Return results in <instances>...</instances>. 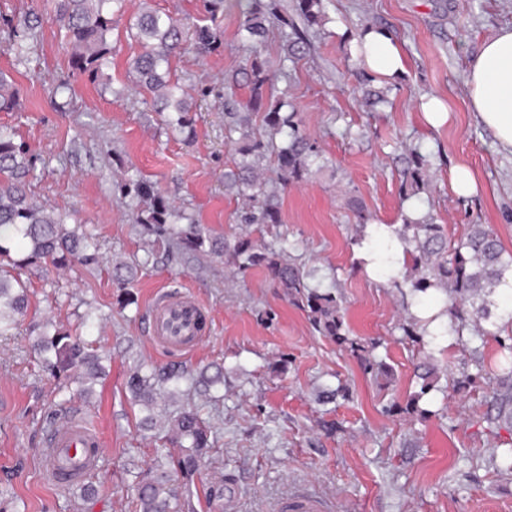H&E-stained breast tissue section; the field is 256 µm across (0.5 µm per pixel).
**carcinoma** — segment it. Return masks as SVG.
<instances>
[{"label": "carcinoma", "mask_w": 512, "mask_h": 512, "mask_svg": "<svg viewBox=\"0 0 512 512\" xmlns=\"http://www.w3.org/2000/svg\"><path fill=\"white\" fill-rule=\"evenodd\" d=\"M52 2L50 19L64 31L72 71L96 80L112 61L107 35L112 32L113 17L123 10L125 0ZM241 14L240 33L248 43L250 55L245 66L224 82L229 86L245 85L250 94L241 101L231 97L224 104L225 137L240 143V159L234 169L224 172V187L248 197L250 205L241 215V223L279 224L278 191L308 180L320 154L299 128L293 105L283 98L274 103L264 98L263 89L271 82V74L260 48L277 26L281 29L283 61L293 63L300 59L306 54L308 44L297 23L306 27L322 25V0H295L292 17L281 14L274 0H245ZM0 24L12 33L9 50L15 61H27L38 42L39 17L28 16L16 22L0 15ZM130 33L142 48L131 63L136 85L150 94L154 111L167 113L165 124L172 132L182 134L192 130L195 114L183 88L171 77V61L185 45L200 54L216 50L220 40L218 30L203 25L190 33L179 21L152 8L151 0H142ZM373 82V75L360 73L364 103L372 108L385 102L384 93L373 88ZM17 96L13 78L0 71V111H13ZM266 158L273 161L275 177L260 181L256 168ZM406 162V180L417 190L428 185L430 174L424 156L414 148L409 150ZM35 170L34 157L26 144L16 141L13 128L0 126V336L6 335L29 306L27 283L12 275V268L47 263L56 268L73 263L91 268L99 266L101 260L92 232L68 229L63 211L45 205L31 193ZM119 188L124 195L140 202L152 201L147 215L139 217L144 232L185 252L208 251L223 256L240 269L265 267L288 301L309 312L321 335L344 341V321L336 295L312 285V273L296 260L287 258V239H282L277 250L242 238L230 244L220 237L203 235L195 219L173 208L158 194L154 183L128 174ZM405 227L412 230V236L404 239V254L412 258L415 270L422 272L410 283L412 291L443 289L449 300L446 312L456 335H463L471 325L478 337L485 336L480 322L490 316L486 297L504 284L507 274L512 272V258H503L504 250L493 228L487 224H469L464 236L454 242L444 225L435 223L429 215L407 218ZM12 240L27 245L24 257L11 256L6 243ZM36 342L46 370L55 375L71 371L79 391L86 395L92 392L103 366L81 337L56 327L51 332L42 330ZM128 387L149 411L145 423H160L152 406L156 391L154 376L137 368L129 376ZM485 400L488 410L483 420L489 430L498 428L502 422L512 424V365L497 368L493 381L486 387ZM170 424L179 447L184 449L177 465L189 478L203 450L210 447L208 428L198 406L179 409L170 418ZM170 465L166 454L156 459L154 467L141 477L137 488L140 512H171Z\"/></svg>", "instance_id": "1"}]
</instances>
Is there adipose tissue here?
Instances as JSON below:
<instances>
[{"instance_id":"1","label":"adipose tissue","mask_w":512,"mask_h":512,"mask_svg":"<svg viewBox=\"0 0 512 512\" xmlns=\"http://www.w3.org/2000/svg\"><path fill=\"white\" fill-rule=\"evenodd\" d=\"M356 56L367 71L387 80L406 70L401 44L385 29L365 32ZM465 85L470 109L499 146L512 153V27L501 28L482 44L467 69Z\"/></svg>"}]
</instances>
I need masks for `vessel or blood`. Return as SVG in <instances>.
<instances>
[{"label":"vessel or blood","mask_w":512,"mask_h":512,"mask_svg":"<svg viewBox=\"0 0 512 512\" xmlns=\"http://www.w3.org/2000/svg\"><path fill=\"white\" fill-rule=\"evenodd\" d=\"M205 316L202 303L188 292L168 289L156 293L150 316L153 340L170 352H192L204 337L201 320ZM103 446L102 437L90 428L86 416L68 417L53 430L52 458L45 464L49 479L62 485L88 474L93 469L90 454L100 453ZM282 508L284 512H334L336 504L331 498L300 491L283 503Z\"/></svg>","instance_id":"obj_1"}]
</instances>
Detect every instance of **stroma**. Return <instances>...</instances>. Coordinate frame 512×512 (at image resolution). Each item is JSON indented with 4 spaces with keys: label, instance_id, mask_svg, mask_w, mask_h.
Segmentation results:
<instances>
[{
    "label": "stroma",
    "instance_id": "1",
    "mask_svg": "<svg viewBox=\"0 0 512 512\" xmlns=\"http://www.w3.org/2000/svg\"><path fill=\"white\" fill-rule=\"evenodd\" d=\"M139 4L127 0L112 26V63L91 83L69 66L63 34L49 19L51 0H0L1 14L34 13L43 21L26 63L15 62L0 35V70L11 73L19 91L18 107L0 112V125L14 127L36 157V197L68 210L69 226L93 228L102 256L95 269L25 273L30 308L14 335L0 337V512H139L140 475L173 436L171 428L141 424L146 411L127 388L139 365L159 378L174 368L222 377L193 399L164 392L157 400L165 415L189 401L203 406L211 425L213 447L183 512H225L228 500L235 512H276L303 486L341 499L348 512H512V472L500 463L512 449V428L490 432L481 393L453 388L454 379L476 371L469 348L480 347L486 361L499 358L497 337L512 336V298L500 288L489 296L491 317L481 323L492 334L487 343L457 337L442 314L443 290L405 291L413 271L399 240L405 219L428 213L456 238L467 225H490L512 256V154L470 112L464 83L481 43L512 27V0H323L328 21L290 78L280 73L281 39L263 49L273 73L266 98L287 93L324 162L282 192L278 230L289 255L340 295L344 344L320 336L264 267L240 269L144 234L138 206L117 190L122 173L136 170L207 234L259 237L238 224L243 200L224 189V171L238 157L224 137V100L245 96L224 86L246 58L235 0L217 20L219 51L189 50L173 63L196 112L189 141L167 132L152 104L126 91L129 63L140 52L126 28ZM369 26L388 29L406 57L401 79H376L387 102L373 109L358 89L354 55ZM62 79L70 91L61 96L54 87ZM433 95L450 111L438 127L423 109ZM348 127L357 139L343 137ZM414 145L431 175L420 199L400 195L405 149ZM460 164L477 180L467 198L452 187L451 171ZM351 192L367 224L349 209ZM123 263L138 266L124 291L111 277ZM172 288L191 292L207 309V335L184 356L162 352L148 332L153 296ZM88 314L105 375L91 395L63 404L54 395L57 379L32 351L35 327L49 321L74 330ZM410 319L431 321L433 335L411 341L401 330ZM375 362L393 368L389 387L377 385ZM427 362L436 373L425 383L418 367ZM338 388L343 398L318 403V395ZM78 410L105 441L90 496L77 485L53 484L43 465L51 423Z\"/></svg>",
    "mask_w": 512,
    "mask_h": 512
}]
</instances>
